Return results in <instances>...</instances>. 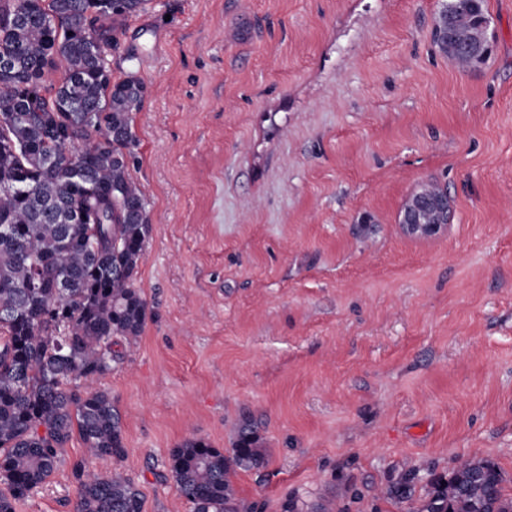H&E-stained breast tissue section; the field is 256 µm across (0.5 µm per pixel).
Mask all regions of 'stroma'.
<instances>
[{
    "label": "stroma",
    "instance_id": "stroma-1",
    "mask_svg": "<svg viewBox=\"0 0 512 512\" xmlns=\"http://www.w3.org/2000/svg\"><path fill=\"white\" fill-rule=\"evenodd\" d=\"M447 0H149L109 56L146 87L131 175L150 233L144 331L97 386L122 415L144 512H191L167 476L189 438L266 464L261 512H420L426 480L494 462L512 495V0L490 52L448 61ZM447 191L410 237L402 205ZM72 437L16 512H74ZM411 499L388 497L408 473ZM402 210V229L411 237L436 236L452 219L448 197L429 194L428 190L413 192L404 202Z\"/></svg>",
    "mask_w": 512,
    "mask_h": 512
}]
</instances>
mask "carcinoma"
Instances as JSON below:
<instances>
[{"mask_svg": "<svg viewBox=\"0 0 512 512\" xmlns=\"http://www.w3.org/2000/svg\"><path fill=\"white\" fill-rule=\"evenodd\" d=\"M148 0H0V512H15L55 471L73 434L116 466L74 463L75 512H143L121 414L95 387L136 344L147 302L135 286L150 224L130 172L145 87L112 80L108 56ZM253 424L231 454L201 438L170 454L192 512H256L237 498V468L258 469ZM491 461H466L424 487L422 512H512Z\"/></svg>", "mask_w": 512, "mask_h": 512, "instance_id": "carcinoma-1", "label": "carcinoma"}]
</instances>
